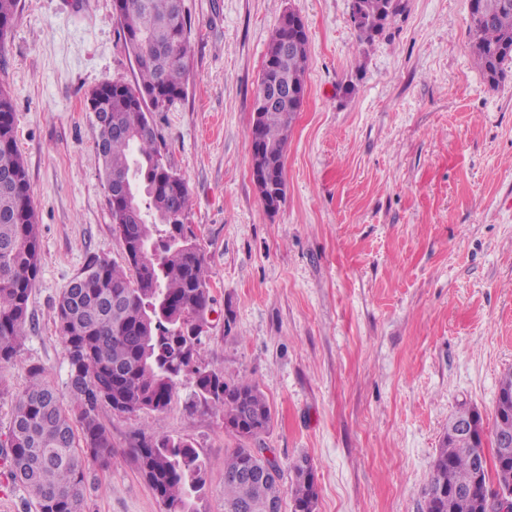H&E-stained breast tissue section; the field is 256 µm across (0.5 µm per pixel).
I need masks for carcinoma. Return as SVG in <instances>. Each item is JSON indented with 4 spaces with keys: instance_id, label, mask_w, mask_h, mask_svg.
Returning <instances> with one entry per match:
<instances>
[{
    "instance_id": "cac0c4a2",
    "label": "carcinoma",
    "mask_w": 512,
    "mask_h": 512,
    "mask_svg": "<svg viewBox=\"0 0 512 512\" xmlns=\"http://www.w3.org/2000/svg\"><path fill=\"white\" fill-rule=\"evenodd\" d=\"M370 23L354 25L371 43L405 9V0H359ZM19 0H0V24H14ZM470 50L486 81L495 86L512 69V0H475L469 13ZM125 45L138 57L133 86L110 83L95 123V147L107 185L115 232L121 234L125 265L92 256L84 271L60 294L53 322L64 346L67 400L29 369V384L15 404L8 430L11 475L37 512L85 508L92 470L112 464V433L102 409L134 414L163 413L201 344L196 318L212 310L208 259L194 231H186L190 196L185 182L167 166L148 112H161L185 91L189 72L190 23L182 0H129L117 15ZM283 52L282 27L271 34L267 56L277 60L282 98L262 115L249 136L263 151L253 167L283 160L299 106H288V87L306 91L308 35ZM42 248L25 162L15 139V110L0 88V365L11 362L30 323L29 299L41 270ZM193 402L222 412L224 431L237 440L224 457V512H268L290 500V512H316L315 470L301 457L288 470L250 448L270 431L271 406L258 384L197 367L191 376ZM494 435L512 436V372L500 380ZM474 419L476 441L444 435L424 488L426 512H486L490 478L512 489V458L479 476L472 449L484 428ZM139 472L165 512H194L193 498L205 484L206 462L193 442L170 434L137 433L131 446ZM436 487L445 495L435 500Z\"/></svg>"
}]
</instances>
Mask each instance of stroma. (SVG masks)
Returning a JSON list of instances; mask_svg holds the SVG:
<instances>
[{
    "label": "stroma",
    "mask_w": 512,
    "mask_h": 512,
    "mask_svg": "<svg viewBox=\"0 0 512 512\" xmlns=\"http://www.w3.org/2000/svg\"><path fill=\"white\" fill-rule=\"evenodd\" d=\"M183 99L152 115L186 183L208 257L206 368L256 382L274 413L256 442L281 467L307 457L317 512H423L436 451L457 411L492 434L512 371V71L489 86L469 46V0H407L373 43L350 0H184ZM309 40L306 95L284 156L286 196L265 208L248 137L270 36L285 9ZM137 66L112 0H20L0 86L42 240L34 328L0 366V512H34L3 442L30 366L63 388L53 326L91 256L123 263L95 148L89 92ZM101 417L113 458L85 512H164L130 453L139 429L191 440L208 462L198 512H224L221 413L191 407Z\"/></svg>",
    "instance_id": "stroma-1"
}]
</instances>
